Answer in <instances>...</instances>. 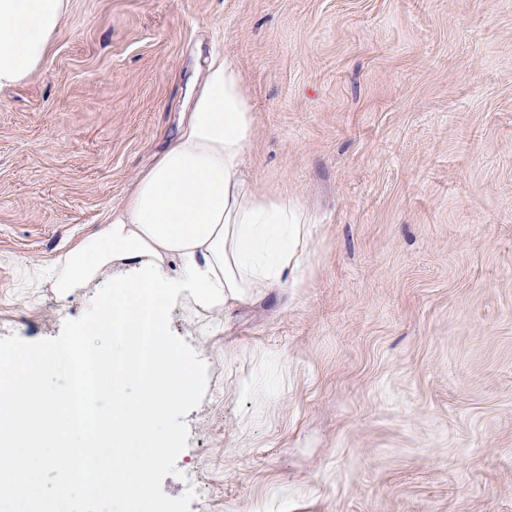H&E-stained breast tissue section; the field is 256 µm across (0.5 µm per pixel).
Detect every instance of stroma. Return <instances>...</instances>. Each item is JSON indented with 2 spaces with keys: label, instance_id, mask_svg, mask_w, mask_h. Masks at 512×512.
<instances>
[{
  "label": "stroma",
  "instance_id": "obj_1",
  "mask_svg": "<svg viewBox=\"0 0 512 512\" xmlns=\"http://www.w3.org/2000/svg\"><path fill=\"white\" fill-rule=\"evenodd\" d=\"M258 190L311 217L305 285L225 313L171 497L190 512H512V0H72L0 95V337H57L117 269L33 286L180 129L210 55Z\"/></svg>",
  "mask_w": 512,
  "mask_h": 512
}]
</instances>
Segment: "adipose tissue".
<instances>
[{"instance_id":"ef3b65f1","label":"adipose tissue","mask_w":512,"mask_h":512,"mask_svg":"<svg viewBox=\"0 0 512 512\" xmlns=\"http://www.w3.org/2000/svg\"><path fill=\"white\" fill-rule=\"evenodd\" d=\"M71 0H0V94L40 74ZM256 116L241 68L212 56L176 141L138 175L106 223L55 262L60 296L105 269H132L193 254L212 263L227 303L273 288H299L309 217L299 201L259 191L245 172Z\"/></svg>"}]
</instances>
